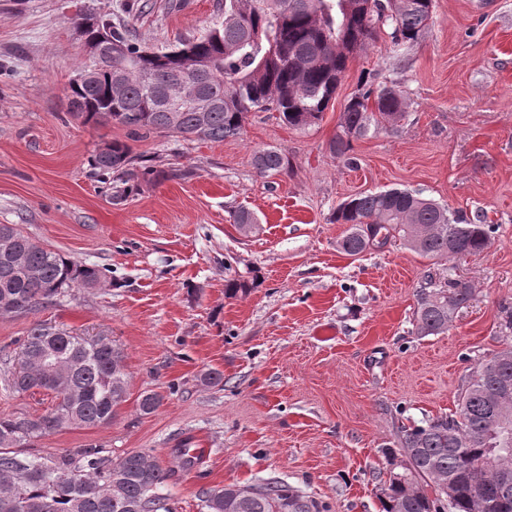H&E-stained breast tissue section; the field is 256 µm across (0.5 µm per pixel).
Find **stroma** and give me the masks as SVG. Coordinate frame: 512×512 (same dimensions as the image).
<instances>
[{
	"label": "stroma",
	"mask_w": 512,
	"mask_h": 512,
	"mask_svg": "<svg viewBox=\"0 0 512 512\" xmlns=\"http://www.w3.org/2000/svg\"><path fill=\"white\" fill-rule=\"evenodd\" d=\"M92 12L165 48L219 26L224 0H0V224L23 225L107 279L71 288L28 315L0 316V414L35 416L43 394L5 380L38 320L115 340L128 396L111 423L65 427L36 439L49 458L96 445L111 458L142 451L162 466L192 448L190 471L167 491L178 512L229 484L276 479L328 512H380L401 425L453 412L474 367L500 350V306L512 303V0H435L433 23L403 59L376 40L351 58L320 125L299 130L249 113L240 138L188 141L151 133L134 154L163 175L130 182L112 201L92 165L125 130L67 111L65 91L86 63L74 28ZM399 82L404 119L355 142L350 159L329 142L362 77ZM289 160L265 177L255 151ZM408 189L496 232L461 260L472 300L447 331L415 333L417 292L446 277L444 263L391 240L359 256L340 250L333 213L349 196ZM260 219L242 235L238 207ZM246 293L224 294L229 280ZM223 373L217 385L200 376ZM163 394L140 414L146 391Z\"/></svg>",
	"instance_id": "obj_1"
}]
</instances>
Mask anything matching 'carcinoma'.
I'll return each mask as SVG.
<instances>
[{"label":"carcinoma","mask_w":512,"mask_h":512,"mask_svg":"<svg viewBox=\"0 0 512 512\" xmlns=\"http://www.w3.org/2000/svg\"><path fill=\"white\" fill-rule=\"evenodd\" d=\"M432 8L433 0H224L221 26L165 52L142 45L132 29L100 15L112 35V71L84 66L92 77L69 84L67 110L87 122L122 127L130 139L147 133L236 139L255 111H275L288 126L306 129L322 121L353 55L382 34L391 53L401 55L429 29ZM184 83L196 85L211 101L207 111L182 96ZM403 113L398 84L361 81L344 105L331 154L349 158L353 142ZM252 163L266 176L288 168V159L274 148L256 151ZM93 166L116 184L150 182L155 174L151 165H136L132 148L120 140L105 144ZM231 218L250 232L259 224L246 208ZM334 220L349 225L340 241L348 255L398 237L422 256L450 262L448 279L418 294L419 336L447 331L454 314L472 299V284L454 273L451 262L485 252L494 233L492 224L468 222L457 211L399 188L350 196L336 208ZM105 278V268L43 246L19 224H0V300L14 304L0 309L1 315L34 312L55 303L68 288H95ZM46 355L56 363L50 375L42 368ZM116 373L126 378L123 353L112 341L84 339L41 322L29 328L19 367L6 386L16 394L61 387L65 396L37 417L0 415V512H177L164 493L175 471L143 452L116 460L92 445L75 457L24 453L34 440L60 428L112 422L127 398V391L112 388ZM163 401L158 392H144L139 411L152 414ZM506 426L512 429L511 343L475 368L453 413L401 427L398 454L411 480L384 482L382 512H512V489L500 491L483 466ZM114 467L123 476L117 483ZM199 506L202 512L325 510L278 480L206 489L199 493Z\"/></svg>","instance_id":"1"}]
</instances>
